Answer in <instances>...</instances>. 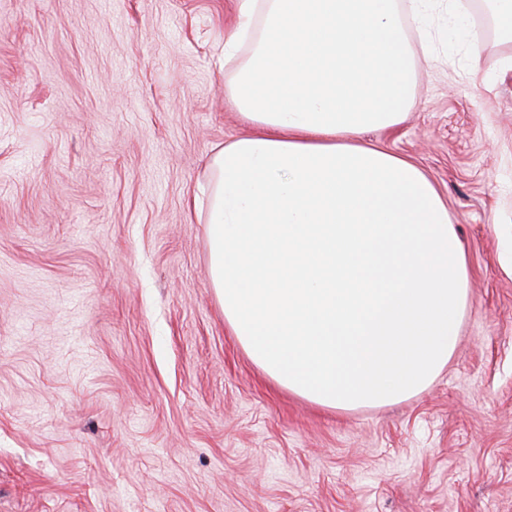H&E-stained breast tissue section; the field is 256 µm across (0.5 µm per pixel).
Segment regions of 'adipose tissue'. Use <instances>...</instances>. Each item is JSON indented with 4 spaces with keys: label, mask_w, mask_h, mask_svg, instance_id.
<instances>
[{
    "label": "adipose tissue",
    "mask_w": 512,
    "mask_h": 512,
    "mask_svg": "<svg viewBox=\"0 0 512 512\" xmlns=\"http://www.w3.org/2000/svg\"><path fill=\"white\" fill-rule=\"evenodd\" d=\"M252 134L212 158L206 235L224 321L279 386L347 410L407 398L447 365L467 264L435 186L361 143L410 111L398 0H236L225 57Z\"/></svg>",
    "instance_id": "1"
}]
</instances>
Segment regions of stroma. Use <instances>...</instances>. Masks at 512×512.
Masks as SVG:
<instances>
[{
	"mask_svg": "<svg viewBox=\"0 0 512 512\" xmlns=\"http://www.w3.org/2000/svg\"><path fill=\"white\" fill-rule=\"evenodd\" d=\"M235 0H0V512H512V41L434 22L397 128L468 268L431 385L327 410L237 343L195 195Z\"/></svg>",
	"mask_w": 512,
	"mask_h": 512,
	"instance_id": "stroma-1",
	"label": "stroma"
}]
</instances>
